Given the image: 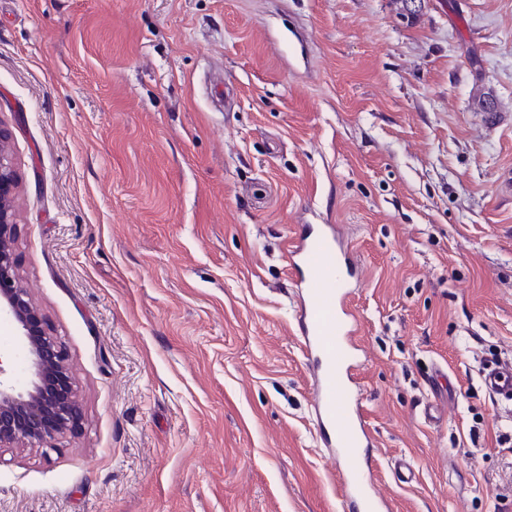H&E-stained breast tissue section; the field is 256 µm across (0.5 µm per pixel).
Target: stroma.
I'll return each instance as SVG.
<instances>
[{"label": "stroma", "mask_w": 512, "mask_h": 512, "mask_svg": "<svg viewBox=\"0 0 512 512\" xmlns=\"http://www.w3.org/2000/svg\"><path fill=\"white\" fill-rule=\"evenodd\" d=\"M0 124L83 412L0 448V512H348L285 261L307 223L358 262L389 512L512 508L482 384L512 360V0H0Z\"/></svg>", "instance_id": "35a3bbf8"}]
</instances>
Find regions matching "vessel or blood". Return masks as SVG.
Here are the masks:
<instances>
[{"mask_svg":"<svg viewBox=\"0 0 512 512\" xmlns=\"http://www.w3.org/2000/svg\"><path fill=\"white\" fill-rule=\"evenodd\" d=\"M288 267L300 290L298 332L314 363L313 407L320 442L341 473L352 512H386L387 502L368 479L366 447L374 438L355 399V336L358 319L350 306L356 264L335 224L306 225L288 251ZM485 390L512 401V363L486 368Z\"/></svg>","mask_w":512,"mask_h":512,"instance_id":"b4317fda","label":"vessel or blood"}]
</instances>
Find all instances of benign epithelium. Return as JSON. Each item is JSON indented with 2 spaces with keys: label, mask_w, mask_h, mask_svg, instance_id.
Here are the masks:
<instances>
[{
  "label": "benign epithelium",
  "mask_w": 512,
  "mask_h": 512,
  "mask_svg": "<svg viewBox=\"0 0 512 512\" xmlns=\"http://www.w3.org/2000/svg\"><path fill=\"white\" fill-rule=\"evenodd\" d=\"M7 143L8 133L0 125V319L21 328L20 352L30 378L0 379V447L43 448L78 424L81 407L61 342L29 294L16 286L18 272L11 249L15 221L10 199L18 187L19 174Z\"/></svg>",
  "instance_id": "1"
}]
</instances>
